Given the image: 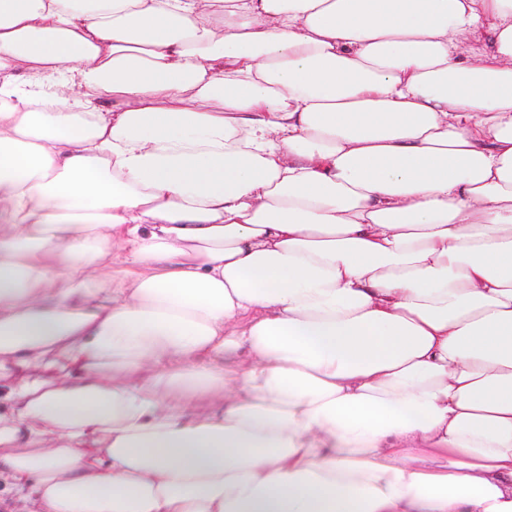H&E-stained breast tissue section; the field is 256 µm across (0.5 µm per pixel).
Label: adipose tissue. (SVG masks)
<instances>
[{
  "label": "adipose tissue",
  "instance_id": "adipose-tissue-1",
  "mask_svg": "<svg viewBox=\"0 0 512 512\" xmlns=\"http://www.w3.org/2000/svg\"><path fill=\"white\" fill-rule=\"evenodd\" d=\"M0 512H512V0H0Z\"/></svg>",
  "mask_w": 512,
  "mask_h": 512
}]
</instances>
